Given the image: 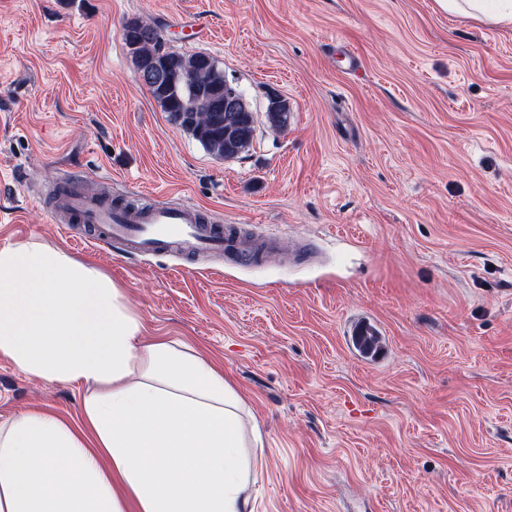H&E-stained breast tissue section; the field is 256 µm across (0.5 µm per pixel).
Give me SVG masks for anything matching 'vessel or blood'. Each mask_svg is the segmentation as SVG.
I'll list each match as a JSON object with an SVG mask.
<instances>
[{"instance_id": "obj_1", "label": "vessel or blood", "mask_w": 512, "mask_h": 512, "mask_svg": "<svg viewBox=\"0 0 512 512\" xmlns=\"http://www.w3.org/2000/svg\"><path fill=\"white\" fill-rule=\"evenodd\" d=\"M57 208L64 216V230L93 225L99 243L119 245L127 254L158 255L183 247L199 254L235 253L254 260L273 246L269 239L246 244L234 225L208 223L199 209L176 201L159 203L147 192L138 202L116 203L111 197L86 193L75 183L58 194Z\"/></svg>"}]
</instances>
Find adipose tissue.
Returning a JSON list of instances; mask_svg holds the SVG:
<instances>
[{
    "instance_id": "obj_1",
    "label": "adipose tissue",
    "mask_w": 512,
    "mask_h": 512,
    "mask_svg": "<svg viewBox=\"0 0 512 512\" xmlns=\"http://www.w3.org/2000/svg\"><path fill=\"white\" fill-rule=\"evenodd\" d=\"M484 2L436 0L512 24V0L495 13ZM141 331L101 268L41 240L0 246V357L84 390L78 421L0 420V512H255L262 436L223 367Z\"/></svg>"
}]
</instances>
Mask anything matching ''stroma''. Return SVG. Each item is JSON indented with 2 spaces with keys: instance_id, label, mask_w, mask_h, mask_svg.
<instances>
[{
  "instance_id": "1",
  "label": "stroma",
  "mask_w": 512,
  "mask_h": 512,
  "mask_svg": "<svg viewBox=\"0 0 512 512\" xmlns=\"http://www.w3.org/2000/svg\"><path fill=\"white\" fill-rule=\"evenodd\" d=\"M133 19L213 57L256 113L288 98L292 125L213 156L139 82ZM107 177L275 255L124 258L62 233L55 186ZM0 182V246L100 266L144 337L223 366L263 435L255 512H512V25L435 0H0ZM362 317L380 359L352 342ZM81 404L0 357V420Z\"/></svg>"
}]
</instances>
